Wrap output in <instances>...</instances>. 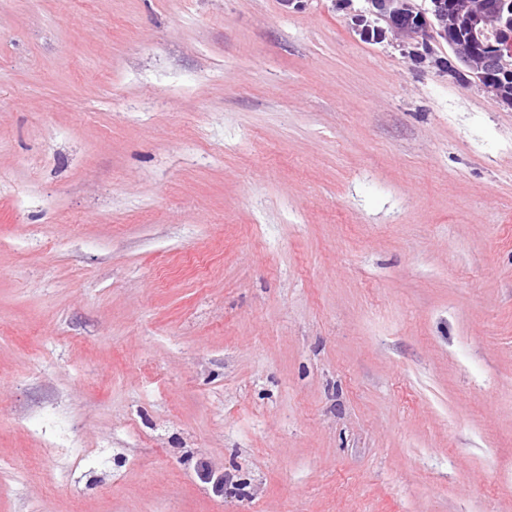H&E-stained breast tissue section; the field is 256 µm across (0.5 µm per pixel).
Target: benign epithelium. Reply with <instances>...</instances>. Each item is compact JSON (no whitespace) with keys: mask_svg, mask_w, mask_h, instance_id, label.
Wrapping results in <instances>:
<instances>
[{"mask_svg":"<svg viewBox=\"0 0 512 512\" xmlns=\"http://www.w3.org/2000/svg\"><path fill=\"white\" fill-rule=\"evenodd\" d=\"M355 16L359 35L380 43L392 34L416 60H431L442 73L477 83L495 101L512 106V61L503 47L512 44V0H364ZM466 25L467 36L448 39ZM443 41L439 56L429 40Z\"/></svg>","mask_w":512,"mask_h":512,"instance_id":"1","label":"benign epithelium"}]
</instances>
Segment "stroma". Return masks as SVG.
I'll use <instances>...</instances> for the list:
<instances>
[{"label": "stroma", "instance_id": "1", "mask_svg": "<svg viewBox=\"0 0 512 512\" xmlns=\"http://www.w3.org/2000/svg\"><path fill=\"white\" fill-rule=\"evenodd\" d=\"M363 0H0V512H512V107Z\"/></svg>", "mask_w": 512, "mask_h": 512}]
</instances>
